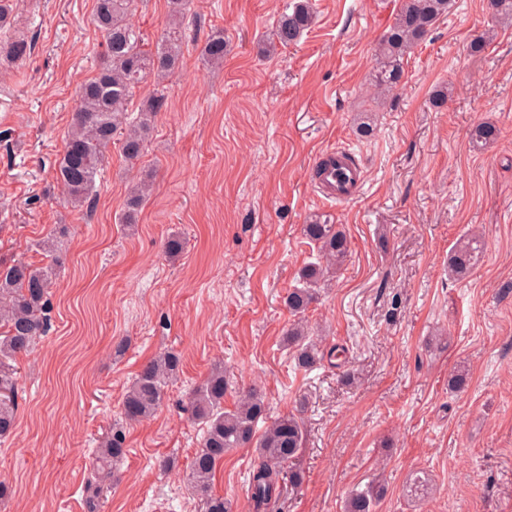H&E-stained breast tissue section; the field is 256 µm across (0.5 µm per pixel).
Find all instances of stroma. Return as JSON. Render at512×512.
I'll return each mask as SVG.
<instances>
[{
    "instance_id": "stroma-1",
    "label": "stroma",
    "mask_w": 512,
    "mask_h": 512,
    "mask_svg": "<svg viewBox=\"0 0 512 512\" xmlns=\"http://www.w3.org/2000/svg\"><path fill=\"white\" fill-rule=\"evenodd\" d=\"M286 3L192 0L178 68L163 86L144 81L128 108L136 116L164 94L142 157L130 164L109 147L91 207L75 208L55 167L76 90L103 62L96 0H13L0 40L23 36L31 51L0 60V263L51 264L56 279L51 329L15 361L16 428L0 440V480L14 492L0 512H86L97 441L121 423L141 365L166 351L180 355V377L154 417L127 426L99 512H200L185 475L202 426L183 407L217 363L225 407L253 385L271 416L304 421L303 483L267 512H342L350 490L378 481L375 512H512V26H497L486 0H453L380 105L374 50L402 0H310L311 28L263 54ZM169 13V0H134L146 51ZM217 31L224 64L203 65ZM364 112L368 137L357 133ZM480 122L498 137L479 148ZM332 149L364 170L344 203L313 183L315 156ZM144 179L153 192L137 224H123ZM314 216L340 226L349 252L303 315L324 352L305 371L281 339L294 320L286 296L319 259L303 234ZM59 224L69 233L46 256L39 242ZM477 227L482 254L449 279L450 249ZM173 233L184 242L174 260L162 248ZM461 367L469 384L449 392ZM255 458L236 449L217 471L213 491L236 512H250ZM417 472L427 483L414 494Z\"/></svg>"
}]
</instances>
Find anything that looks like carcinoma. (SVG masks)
<instances>
[{
  "label": "carcinoma",
  "mask_w": 512,
  "mask_h": 512,
  "mask_svg": "<svg viewBox=\"0 0 512 512\" xmlns=\"http://www.w3.org/2000/svg\"><path fill=\"white\" fill-rule=\"evenodd\" d=\"M133 0H96V23L105 48L106 62L97 75L80 86L79 105L73 124L57 162L56 178L62 184L67 202L82 206L93 197L96 179L101 174L106 147L120 138L125 158L137 160L144 147L152 118L162 107L164 96H155L142 105L138 121L121 130L120 119L128 112L135 89L152 77L161 84L174 70L182 55L184 11L188 0H171L173 10L168 31L152 53L143 49L142 38L128 21ZM450 0H404L394 22L376 47V68L372 85L383 98L400 85L405 57L430 36L436 22L448 14ZM487 9L498 22L512 23V0H487ZM314 14L309 0H296L277 18L274 36L282 46L297 43L312 25ZM25 38L7 39L0 53L21 59L30 51ZM224 34H212L201 51L206 65L224 62ZM497 128L476 124L471 141L479 146L493 142ZM151 184L143 182L132 192L124 216L127 224L137 223L139 208L150 195ZM306 237L318 247L322 260L304 267L302 285L288 292L286 303L294 314L305 312L315 301L317 289L340 268L348 253L347 237L334 224L316 218L303 225ZM68 228L61 226L39 243L47 253L59 247ZM482 235L473 233L461 240L448 258V274L466 276L481 250ZM53 271L36 268L22 261L0 268V438L16 426L17 355L31 351L50 325V289ZM284 346L293 351L297 366L313 369L322 359L320 346L308 339L300 323L286 331ZM181 361L174 352H165L144 363L126 391L122 419L131 424L150 418L159 408L164 388L180 373ZM227 383L224 369H213L195 388L184 410L189 418L203 425L200 448L191 463L189 483L200 495L202 512H232V504L212 493L217 466L224 455L236 448L256 450L257 462L249 476L250 498L254 512H263L283 484L297 487L303 472L294 462L304 444V427L294 415L269 419L267 403L255 387L242 391L233 408H224ZM126 433L121 427L106 432L99 442L90 476L85 485L87 512H98L104 493L112 488V468L125 454ZM378 483L356 488L344 502V512H374L383 496Z\"/></svg>",
  "instance_id": "carcinoma-1"
}]
</instances>
